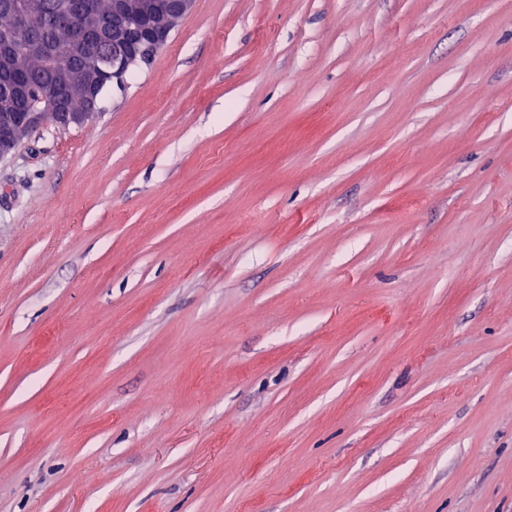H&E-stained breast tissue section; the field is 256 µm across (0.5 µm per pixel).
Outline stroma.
<instances>
[{"label": "stroma", "instance_id": "35a3bbf8", "mask_svg": "<svg viewBox=\"0 0 512 512\" xmlns=\"http://www.w3.org/2000/svg\"><path fill=\"white\" fill-rule=\"evenodd\" d=\"M0 512H512V0H195L0 160Z\"/></svg>", "mask_w": 512, "mask_h": 512}]
</instances>
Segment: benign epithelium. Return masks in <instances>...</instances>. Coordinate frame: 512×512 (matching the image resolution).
<instances>
[{
  "instance_id": "obj_1",
  "label": "benign epithelium",
  "mask_w": 512,
  "mask_h": 512,
  "mask_svg": "<svg viewBox=\"0 0 512 512\" xmlns=\"http://www.w3.org/2000/svg\"><path fill=\"white\" fill-rule=\"evenodd\" d=\"M194 2L111 0L105 11L89 6L80 12L73 0H0V7L15 16L13 27L0 31V69L11 74V81L0 88V160L12 156L35 129L49 121L63 129L87 122L105 79L124 86L138 58L148 49L159 51ZM109 24L111 70H105L95 54L84 68L74 69L71 57L84 56ZM21 53L41 59L48 72L27 112L16 108V101L29 93L28 82L19 72ZM77 90L85 99L80 109L71 105Z\"/></svg>"
}]
</instances>
